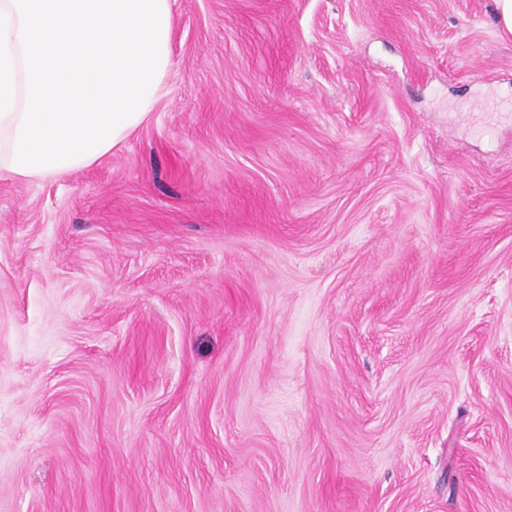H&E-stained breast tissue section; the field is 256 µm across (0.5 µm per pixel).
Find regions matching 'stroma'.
<instances>
[{
  "mask_svg": "<svg viewBox=\"0 0 512 512\" xmlns=\"http://www.w3.org/2000/svg\"><path fill=\"white\" fill-rule=\"evenodd\" d=\"M147 120L0 177V512H512L493 0H173Z\"/></svg>",
  "mask_w": 512,
  "mask_h": 512,
  "instance_id": "obj_1",
  "label": "stroma"
}]
</instances>
